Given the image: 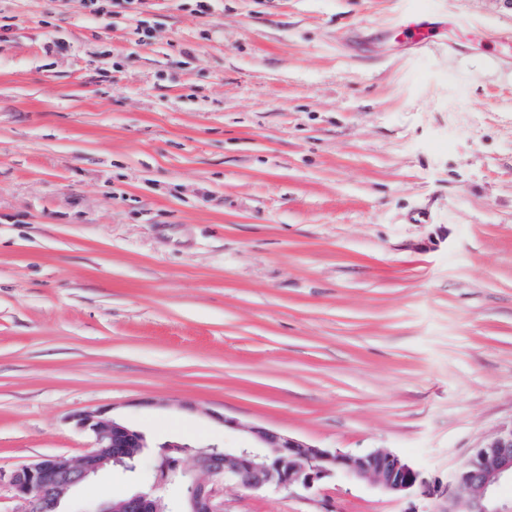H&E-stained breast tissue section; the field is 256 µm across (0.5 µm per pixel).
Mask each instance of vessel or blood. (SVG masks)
I'll return each mask as SVG.
<instances>
[{
	"instance_id": "1",
	"label": "vessel or blood",
	"mask_w": 512,
	"mask_h": 512,
	"mask_svg": "<svg viewBox=\"0 0 512 512\" xmlns=\"http://www.w3.org/2000/svg\"><path fill=\"white\" fill-rule=\"evenodd\" d=\"M466 29L460 19L442 16L420 5L399 10L383 35L386 40L405 50H424L439 41L456 45Z\"/></svg>"
}]
</instances>
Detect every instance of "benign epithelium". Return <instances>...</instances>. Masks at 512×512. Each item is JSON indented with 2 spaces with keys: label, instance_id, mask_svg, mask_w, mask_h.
<instances>
[{
  "label": "benign epithelium",
  "instance_id": "7a95c632",
  "mask_svg": "<svg viewBox=\"0 0 512 512\" xmlns=\"http://www.w3.org/2000/svg\"><path fill=\"white\" fill-rule=\"evenodd\" d=\"M76 426L94 435L96 446L79 459L44 457L21 466L9 475L0 473L27 512H56L64 494L100 469L112 466L122 472L135 468L134 450L147 447L144 435L106 416L103 410L80 414ZM253 445L222 448L212 445L187 449L194 457L197 474L184 482L182 512H222L218 501L227 480L243 487L311 488L318 481L342 474L374 480L385 492L401 494L425 484L421 472L402 458L384 451L349 455L310 445L297 438L263 427L246 428ZM512 482V425L497 431L453 475V483L466 491L458 497L448 493L445 512H512V504L497 497L498 488ZM163 500L150 493H137L111 502L97 512H165Z\"/></svg>",
  "mask_w": 512,
  "mask_h": 512
}]
</instances>
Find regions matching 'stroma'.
I'll return each mask as SVG.
<instances>
[{
  "label": "stroma",
  "mask_w": 512,
  "mask_h": 512,
  "mask_svg": "<svg viewBox=\"0 0 512 512\" xmlns=\"http://www.w3.org/2000/svg\"><path fill=\"white\" fill-rule=\"evenodd\" d=\"M421 2L480 42L396 48L400 0H0V472L83 456L103 409L145 468L259 425L427 480L229 483L223 512H444L512 424V0ZM141 488L106 468L59 508ZM145 0H77L80 6L103 22H108L115 13L116 5L124 4L127 9L137 10Z\"/></svg>",
  "instance_id": "stroma-1"
}]
</instances>
